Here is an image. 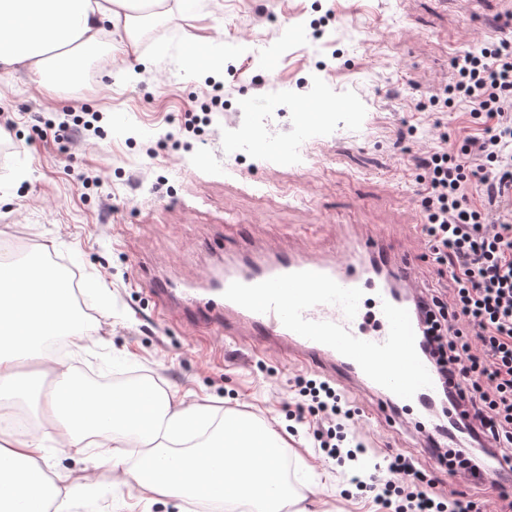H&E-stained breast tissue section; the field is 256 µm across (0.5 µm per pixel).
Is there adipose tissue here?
<instances>
[{
	"mask_svg": "<svg viewBox=\"0 0 512 512\" xmlns=\"http://www.w3.org/2000/svg\"><path fill=\"white\" fill-rule=\"evenodd\" d=\"M171 10L170 0H0V74L25 73L32 83L51 87L54 77L111 44L125 41L138 54L141 26ZM67 281L38 262L0 274V400L21 403L39 382L23 377L22 365L54 363L50 341H81L84 330L73 315ZM56 387L43 409L51 429L13 435L0 444V512H72L76 501L97 494L93 480L62 485L51 479L50 451L67 447L77 454L95 448L97 465L122 472L151 501L169 503L207 497L226 485L224 512H280L292 502L277 470L288 444L251 420L226 416L218 439L184 454L170 469L168 445L190 434L209 413L208 407L186 405L178 392L156 393L150 403L134 395H104L77 384L68 367L54 364ZM152 442L142 468L127 469L125 449L136 439ZM227 449L226 468H211L207 459Z\"/></svg>",
	"mask_w": 512,
	"mask_h": 512,
	"instance_id": "obj_1",
	"label": "adipose tissue"
}]
</instances>
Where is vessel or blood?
<instances>
[{
  "mask_svg": "<svg viewBox=\"0 0 512 512\" xmlns=\"http://www.w3.org/2000/svg\"><path fill=\"white\" fill-rule=\"evenodd\" d=\"M416 266L415 256L394 251L381 237L368 236L353 242L349 256L344 260L308 257L291 250L266 257L246 254L241 256L236 269L225 271L223 279L208 294L197 293L191 288L180 289L171 282L159 289L158 294L172 309L185 308L203 314L219 331L234 336L245 328L252 335L280 345L298 360L320 369L325 376L338 379L344 388L369 395L378 407L395 413L415 431L432 429L431 408L436 404L443 405L453 445L466 448L470 439L464 426L467 405L462 399L461 379H437L432 387L419 390L413 399L399 398L368 378L352 359L285 328L275 313H254L223 296L229 284L235 281L251 285L298 271L324 273L341 286L362 290L358 312L349 320L339 306L321 304L306 310V319L337 323L359 339L381 343L389 332L388 321L382 312V305L387 302L408 310L416 335V351L421 354L425 351L423 338L431 320L417 308L424 293L416 280ZM511 470L512 457L496 454L487 459L474 481L480 485H495L505 472Z\"/></svg>",
  "mask_w": 512,
  "mask_h": 512,
  "instance_id": "vessel-or-blood-1",
  "label": "vessel or blood"
}]
</instances>
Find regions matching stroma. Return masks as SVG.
<instances>
[{
    "mask_svg": "<svg viewBox=\"0 0 512 512\" xmlns=\"http://www.w3.org/2000/svg\"><path fill=\"white\" fill-rule=\"evenodd\" d=\"M512 0H184L143 33L138 55L120 46L88 58L57 93L24 73L0 78V114L14 148L0 157V242L26 236L84 276L89 337L58 357L74 377L128 376L179 390L186 404L251 418L287 441L285 481L308 512H376L349 489L309 426L291 431V387L312 370L259 340L228 339L194 315L163 314L164 281L206 286L249 251L341 253L346 237L382 235L413 252L422 287L448 282L421 233L412 159L440 136L477 123L428 106L452 58L512 22ZM212 41L197 61L193 47ZM224 105L200 135L184 131L208 81ZM54 112L99 113L97 130L64 137ZM356 425L378 456L414 455L443 491L495 512L501 490L448 477L415 431L352 395ZM69 483L93 473L103 493L76 512H192L116 485L63 448Z\"/></svg>",
    "mask_w": 512,
    "mask_h": 512,
    "instance_id": "obj_1",
    "label": "stroma"
}]
</instances>
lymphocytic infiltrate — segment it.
<instances>
[{
  "mask_svg": "<svg viewBox=\"0 0 512 512\" xmlns=\"http://www.w3.org/2000/svg\"><path fill=\"white\" fill-rule=\"evenodd\" d=\"M430 103L479 119L477 133L440 137L413 163L420 188L421 231L453 284L449 300L432 297L435 322L426 343L435 371L462 379L467 430L492 441L458 449L451 475L466 477L491 452L512 451V207L493 213L512 187V36L493 37L459 52L449 79L431 86ZM297 422L316 418L320 450L372 495L379 512H483L473 499L445 493L417 461L398 453L378 458L354 429L356 410L336 385L298 379Z\"/></svg>",
  "mask_w": 512,
  "mask_h": 512,
  "instance_id": "f902f5d3",
  "label": "lymphocytic infiltrate"
}]
</instances>
